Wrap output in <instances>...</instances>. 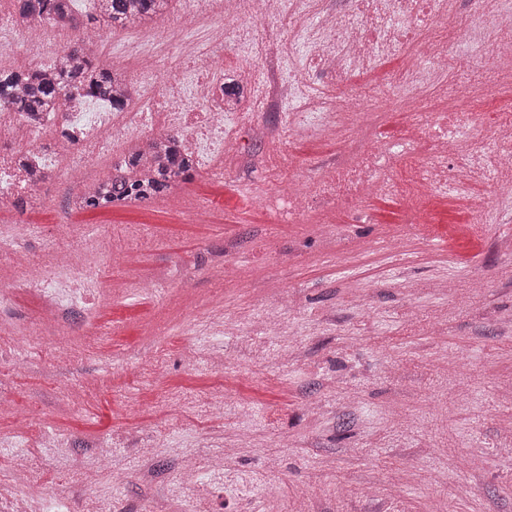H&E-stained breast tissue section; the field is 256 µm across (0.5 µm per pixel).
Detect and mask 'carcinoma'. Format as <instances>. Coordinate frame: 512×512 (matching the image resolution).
<instances>
[{
	"label": "carcinoma",
	"mask_w": 512,
	"mask_h": 512,
	"mask_svg": "<svg viewBox=\"0 0 512 512\" xmlns=\"http://www.w3.org/2000/svg\"><path fill=\"white\" fill-rule=\"evenodd\" d=\"M15 14L26 21L54 24L67 21L74 31L96 26L148 25L162 15L169 0H96L97 13L82 22L73 10L74 0H16ZM86 41L77 37L67 46L60 69L50 75L37 69L0 70V103L29 117L44 112H68L73 96L108 103L123 110L132 86L123 72L96 65L85 52ZM195 172L193 156L174 137L152 139L143 150L124 158L112 175L94 183L80 195L81 209L110 208L144 202L168 194L190 181Z\"/></svg>",
	"instance_id": "1"
}]
</instances>
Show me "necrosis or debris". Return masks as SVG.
Instances as JSON below:
<instances>
[{
  "instance_id": "obj_1",
  "label": "necrosis or debris",
  "mask_w": 512,
  "mask_h": 512,
  "mask_svg": "<svg viewBox=\"0 0 512 512\" xmlns=\"http://www.w3.org/2000/svg\"><path fill=\"white\" fill-rule=\"evenodd\" d=\"M468 3L474 16L494 11V22L479 31L465 28L448 44L435 42L426 32H409L402 24L406 17L450 18L447 0H184L190 18L206 19L210 46L199 49L191 26L183 24L135 39V80L149 94V111L106 112L86 106L60 112L52 137L22 113L0 108V204L19 196L45 197L43 182L33 181L21 167L20 153L45 150L50 168L70 176L120 153L128 139L143 132L152 137L179 134L191 149L202 152L203 169L223 173L224 157L232 153L237 136L224 123L218 88L228 75L249 84L254 61L266 71L267 106L285 103L299 114L321 113L325 134L334 132L337 118L352 111L363 96L346 88L347 70L372 67L386 53L405 54L408 74H417L425 60L444 76L458 46L481 43L497 64L499 85L511 88L512 39L507 33L512 30V5L506 2L494 10L489 0ZM228 14L243 17L244 25L226 26ZM30 33V27L15 24L10 12L0 10V61L20 69L45 66L59 61L73 36L72 30L60 27L54 40L36 43ZM297 41L306 47V60L281 77L280 63ZM230 45L237 46L244 61L227 75L220 65ZM312 73L322 77L323 85L317 96L306 97L302 90ZM360 151L364 168L351 175L328 170L311 190L347 193L361 201L380 190L381 182L368 169L377 158L373 142L361 140ZM112 256L103 244L82 243L56 254L50 279H29V287L40 291L49 307L50 323L62 322L81 294L97 288V280L86 274L89 260Z\"/></svg>"
}]
</instances>
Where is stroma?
<instances>
[{"instance_id": "1", "label": "stroma", "mask_w": 512, "mask_h": 512, "mask_svg": "<svg viewBox=\"0 0 512 512\" xmlns=\"http://www.w3.org/2000/svg\"><path fill=\"white\" fill-rule=\"evenodd\" d=\"M469 60L453 72L483 124L456 134L479 144L511 97ZM227 123L234 161L180 206L74 210L55 179L47 203L0 207L37 251L103 234L132 256L90 268L117 290L90 319L42 326L27 288L0 303L30 334L0 339V489L35 512H512V201L452 157L454 185L427 189L439 133L390 92L331 139L285 135L275 110ZM358 136L392 190L318 197L305 218L255 205L269 167L357 166Z\"/></svg>"}]
</instances>
